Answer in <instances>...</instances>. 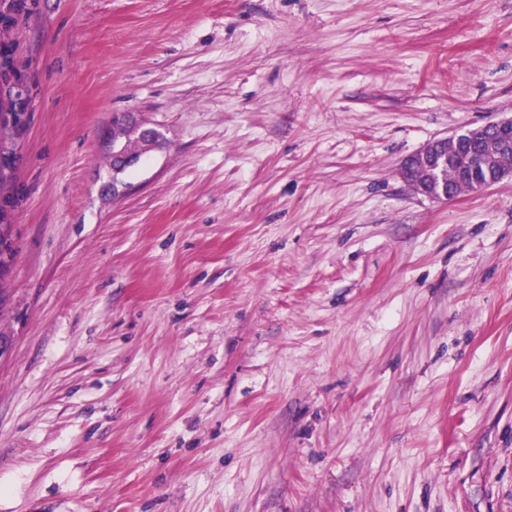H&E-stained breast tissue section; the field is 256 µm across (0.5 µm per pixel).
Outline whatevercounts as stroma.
<instances>
[{
  "label": "stroma",
  "instance_id": "stroma-1",
  "mask_svg": "<svg viewBox=\"0 0 512 512\" xmlns=\"http://www.w3.org/2000/svg\"><path fill=\"white\" fill-rule=\"evenodd\" d=\"M0 512H512V0H0ZM161 143L112 170L116 114ZM450 137V138H449ZM449 137L434 139L424 145L415 154L408 157L400 169L401 178L419 195L431 200L448 201L456 195L463 192L471 191L468 181L459 178V164L461 161L462 147L448 139H454L464 147L471 144H488L489 147L478 156L470 154V162L466 167L462 168V174L470 177L475 185L474 191H480L483 188L500 182L507 176H512L511 172H500L494 164L495 154L507 153L512 148V118H503L498 120H490L476 127L467 128L456 132ZM448 142V145H443ZM448 155V167L444 168V174L448 178V182H444L440 175V171L446 164V157L442 153ZM425 165L430 168L435 177L427 183L424 182L428 177ZM487 172V175L484 174ZM414 172V173H413ZM414 179H413V177ZM448 186L453 189H448Z\"/></svg>",
  "mask_w": 512,
  "mask_h": 512
}]
</instances>
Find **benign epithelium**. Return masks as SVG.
<instances>
[{
	"mask_svg": "<svg viewBox=\"0 0 512 512\" xmlns=\"http://www.w3.org/2000/svg\"><path fill=\"white\" fill-rule=\"evenodd\" d=\"M451 138L463 146L471 144L488 145V148L478 156H470L469 164L462 168V174L473 180L475 190L483 188L503 180L512 173L500 172L494 164L497 154L512 150V118L490 120L476 127L467 128L451 135ZM448 142V138L434 139L424 145L415 154L408 157L400 169L401 178L412 190L431 200L447 201L454 198L452 190L448 189V183L440 177V171L446 164L442 147ZM424 165L430 168L435 177L427 183H417L413 179L415 167Z\"/></svg>",
	"mask_w": 512,
	"mask_h": 512,
	"instance_id": "1",
	"label": "benign epithelium"
}]
</instances>
